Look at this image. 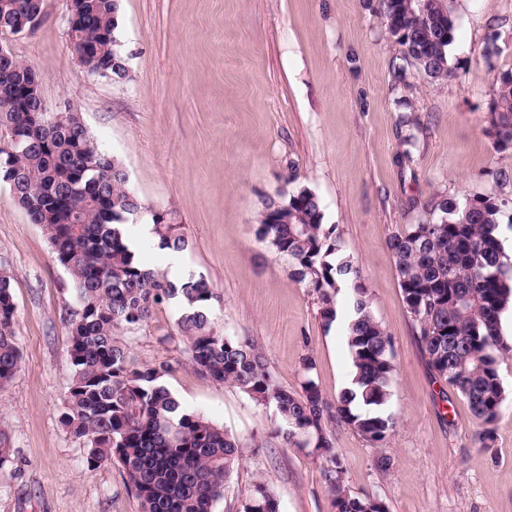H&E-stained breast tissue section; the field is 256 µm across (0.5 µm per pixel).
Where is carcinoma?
<instances>
[{
    "label": "carcinoma",
    "mask_w": 512,
    "mask_h": 512,
    "mask_svg": "<svg viewBox=\"0 0 512 512\" xmlns=\"http://www.w3.org/2000/svg\"><path fill=\"white\" fill-rule=\"evenodd\" d=\"M388 33L405 48V59L428 77L449 76L448 47L454 20L445 0H381ZM44 0H0V32L31 30ZM81 19L73 42L78 61L98 78L125 82L128 70L119 35V0H72ZM30 66L0 46V91L12 87ZM488 116L497 153L512 152V71L498 74ZM0 112V183L31 223L44 230L56 261L69 274L76 309L69 318L71 376L60 414L62 426L82 444L88 469L118 463L141 512H216L235 458L238 437L185 407L167 384L169 360L138 362L131 340L154 309L176 301V335L192 366L218 384L237 388L273 409L272 435L324 460L323 475L336 512H387L373 497L344 486L333 430L346 425L369 444L389 439L394 418L383 411L391 397L393 344L370 310L361 272L342 252L336 225L324 223L318 197L290 168L292 188L270 199L259 213L260 240L288 258L291 275L316 295L320 317H338L341 290L351 298L345 324L352 387L330 400L313 378L316 362L302 358L301 391H290L271 373L261 348L248 337L226 336L211 321L213 288L201 274L171 276L143 263L122 228L136 223L143 206L129 188L120 162L102 148L77 113ZM404 155L411 156L418 118L402 119ZM508 200L489 195H434L423 211L432 216L389 238L396 276L414 317L431 370L467 401L484 425L478 441L491 439L506 392L497 355L512 352L501 336V314L512 304V260L502 243ZM153 246L181 252V225L163 211L150 212ZM21 362L15 330L12 276L0 270V389ZM14 449L0 431V479L12 474ZM240 512H279L265 483L254 486Z\"/></svg>",
    "instance_id": "1"
}]
</instances>
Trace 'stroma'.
<instances>
[{
  "instance_id": "stroma-1",
  "label": "stroma",
  "mask_w": 512,
  "mask_h": 512,
  "mask_svg": "<svg viewBox=\"0 0 512 512\" xmlns=\"http://www.w3.org/2000/svg\"><path fill=\"white\" fill-rule=\"evenodd\" d=\"M451 8L452 75L439 81L405 62L379 0H120L130 71L120 84L92 77L74 56L67 0H44L31 33L0 34L40 71L48 111L78 107L145 207L181 225L188 246L174 272L210 282L216 329L252 338L292 391L301 388L302 357L312 355L314 378L333 400L352 377L348 302L339 298L338 321L324 324L315 295L256 235V214L298 168L393 339L388 444L375 448L345 425L334 432L346 486L388 512H512V353L498 361L506 401L482 448L467 401L427 363L387 246L424 219L433 194L512 198V182L493 176L512 173V153L495 152L486 134L493 76L512 70V0H453ZM407 114L422 130L406 158ZM0 267L13 277L21 351L18 372L0 388V427L14 450L0 512H140L121 466L89 470L59 422L73 285L3 185ZM178 316L175 303L157 307L132 349L141 361L176 360L172 391L238 436L242 452L217 512H239L259 480L280 512H336L322 462L272 436L273 410L203 376L182 343L167 342ZM382 454L391 459L384 471L374 466Z\"/></svg>"
}]
</instances>
